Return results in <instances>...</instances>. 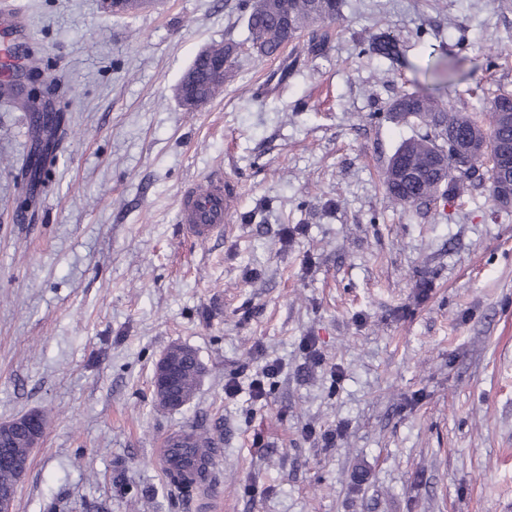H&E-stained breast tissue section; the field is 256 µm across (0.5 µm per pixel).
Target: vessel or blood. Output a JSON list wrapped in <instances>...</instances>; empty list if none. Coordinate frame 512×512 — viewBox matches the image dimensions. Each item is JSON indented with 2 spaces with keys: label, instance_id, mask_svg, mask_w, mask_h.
<instances>
[{
  "label": "vessel or blood",
  "instance_id": "1",
  "mask_svg": "<svg viewBox=\"0 0 512 512\" xmlns=\"http://www.w3.org/2000/svg\"><path fill=\"white\" fill-rule=\"evenodd\" d=\"M24 29L18 13L0 6V49L7 58L0 59V86L10 84L24 68L26 57L20 49ZM237 190L223 177L213 176L188 186L179 201L178 214L183 235L191 240H206L223 231L234 208ZM156 457L164 471L181 470L193 475L200 460L215 462L217 454L206 448L194 449L187 456H177L171 448L158 449Z\"/></svg>",
  "mask_w": 512,
  "mask_h": 512
}]
</instances>
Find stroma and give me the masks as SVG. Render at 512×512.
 I'll return each instance as SVG.
<instances>
[{
	"label": "stroma",
	"mask_w": 512,
	"mask_h": 512,
	"mask_svg": "<svg viewBox=\"0 0 512 512\" xmlns=\"http://www.w3.org/2000/svg\"><path fill=\"white\" fill-rule=\"evenodd\" d=\"M18 3L34 57L0 102V422L46 430L13 512H204L154 450L215 422L221 512H512V209L483 188L405 209L383 186L424 131L395 96L469 113L475 86L512 93V0H345L313 60L257 56L239 0ZM383 30L397 63L366 50ZM213 43L238 47L224 91L185 111L175 86ZM56 81L69 134L30 193L22 103ZM211 175L237 187L231 228L191 241L178 199ZM174 344L206 369L179 410L152 383Z\"/></svg>",
	"instance_id": "obj_1"
}]
</instances>
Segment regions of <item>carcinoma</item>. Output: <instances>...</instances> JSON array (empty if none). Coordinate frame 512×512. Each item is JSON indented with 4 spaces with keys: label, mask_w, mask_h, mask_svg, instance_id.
Returning <instances> with one entry per match:
<instances>
[{
    "label": "carcinoma",
    "mask_w": 512,
    "mask_h": 512,
    "mask_svg": "<svg viewBox=\"0 0 512 512\" xmlns=\"http://www.w3.org/2000/svg\"><path fill=\"white\" fill-rule=\"evenodd\" d=\"M344 0H241V6L247 12V23L252 35V48L261 57L278 54L288 42L297 39L300 33L313 25L333 22L342 14ZM332 34L325 30L312 35L307 43L306 52L311 57H320L329 49ZM372 51L394 60L401 54L399 42L382 33L375 37ZM189 69L199 71L196 96L205 100L213 99L221 88L206 76V63L197 56ZM504 107L512 109V94L498 93L486 99L484 119L478 120L468 113L449 111L436 97L415 92H406L397 96L388 106V112L400 120L413 118L429 129L425 134L410 137L401 142L390 157L385 173L386 194L401 206L420 207L436 203L438 200L455 198L460 195L466 184L484 185L493 192V180L511 182L512 173L496 171L494 160L498 151L512 142V128L500 126L496 121V112ZM455 127L459 136L466 137L473 132H486V150L482 154L465 157L458 163L448 155L446 148L448 127ZM444 157L448 160V179L438 178L435 160ZM399 159L410 161L419 172L418 178L410 183H399L389 177L392 164ZM203 374L202 364L186 360L178 389L187 394H195ZM192 447L213 448L218 441L217 428L193 431L190 435ZM29 451L27 437L16 435L0 446V460L4 458L23 459Z\"/></svg>",
    "instance_id": "obj_1"
}]
</instances>
